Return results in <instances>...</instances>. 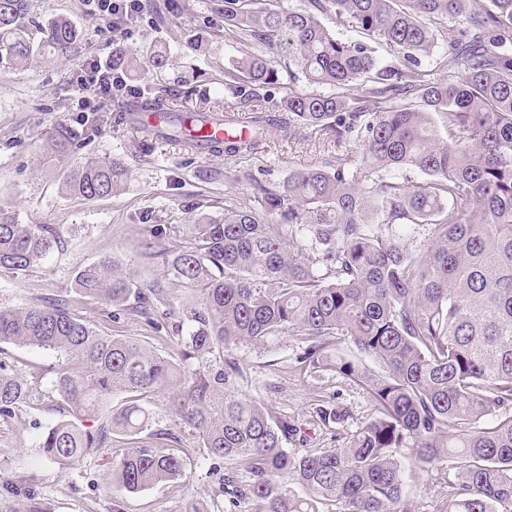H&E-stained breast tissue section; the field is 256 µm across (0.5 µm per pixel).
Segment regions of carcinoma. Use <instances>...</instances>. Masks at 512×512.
<instances>
[{
    "mask_svg": "<svg viewBox=\"0 0 512 512\" xmlns=\"http://www.w3.org/2000/svg\"><path fill=\"white\" fill-rule=\"evenodd\" d=\"M325 1L361 38L323 25ZM272 2L216 0L224 40L253 46L224 70V88L254 116L249 139H215L211 151L240 157L263 140L307 131L361 143L367 173L338 153L274 189L258 187L262 217L230 205L222 218L190 225L194 246L168 264L200 307L182 312L186 332L172 354L102 335L64 300L0 306V344L55 357L52 383L68 416L42 433L39 448L70 467L122 435L130 449L112 467L114 487L133 493L176 479L184 463L161 451L164 434L140 437L152 419L142 400L165 391L164 410L207 455L233 464L224 486L257 501L259 512H324L330 502L336 512H422L404 492L403 448L421 472L445 462L454 471L435 512H512V0H308L294 10ZM446 22L461 27L448 43ZM82 49L68 17L39 22L29 0H0L1 68ZM275 53L331 92H291L268 106L279 84ZM424 59L435 69H421ZM139 68L137 53L112 43L113 71ZM135 99L173 140L188 123L220 118L182 111L160 87L138 88ZM80 137L61 124L50 151L69 155ZM407 170L425 179L387 180ZM128 176L120 162L88 158L63 188L76 199L106 198ZM400 221L430 226L428 247L410 248L392 230ZM58 245L53 225L20 224L0 207V270L22 275ZM76 288L124 310L132 300L150 307L163 293L132 288L110 257L81 268ZM285 333L304 337L301 360L313 368L343 339L378 365L336 357V370L368 394L374 418L335 448L288 451L282 440L296 432L288 417L239 391L235 361L207 363L217 346ZM31 391L0 365V414ZM115 395L125 396L121 410L86 427Z\"/></svg>",
    "mask_w": 512,
    "mask_h": 512,
    "instance_id": "obj_1",
    "label": "carcinoma"
}]
</instances>
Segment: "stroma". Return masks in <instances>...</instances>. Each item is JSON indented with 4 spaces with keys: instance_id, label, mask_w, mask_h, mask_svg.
Listing matches in <instances>:
<instances>
[{
    "instance_id": "stroma-1",
    "label": "stroma",
    "mask_w": 512,
    "mask_h": 512,
    "mask_svg": "<svg viewBox=\"0 0 512 512\" xmlns=\"http://www.w3.org/2000/svg\"><path fill=\"white\" fill-rule=\"evenodd\" d=\"M212 7L213 0H181L177 13H142L140 35L131 44L137 51L155 47L168 52L170 66H147L142 74L190 111H223L232 100L224 89V69L250 51L249 45L225 42L221 28L210 23ZM31 11L41 21L68 16L82 30L85 49L72 58L0 71V206L10 207L19 223L51 224L61 235L59 251L26 275L0 271V306L65 299L99 330L133 336L168 353L178 342L170 322L81 297L75 284L79 269L109 256L135 283L163 288L170 305L194 306L196 296L169 274L164 257L146 248L152 225H167L168 249L192 247L189 224L201 216L223 217L225 200L258 209V186H277L292 171L323 166L339 153L360 159L361 149L352 140L338 144L290 138L261 142L252 153L228 159L152 136L128 121L114 122L108 98L100 102V121L81 124L79 113L71 109L68 77L84 60L111 55L109 34L86 18L79 0H31ZM191 36L207 43V52L189 48L186 40ZM61 123L80 127L84 142L70 156L52 161L46 145ZM88 157L121 160L131 175L110 197L70 198L62 191L63 178ZM304 348L302 337L285 334L262 345L218 348L210 356L217 366L228 358L236 360L243 371L242 392L293 420L296 431L284 446L295 452L334 446L373 416L363 388L333 366L300 365ZM53 362L47 351L0 344V364L33 387L26 404L12 416H0V512H28L33 504L43 512H186L192 504L203 512H256L251 500L224 490V460L207 456L188 427L160 411L148 430L171 434L167 452L186 462L178 480L137 493L114 490L108 473L128 447L121 436L109 447L89 451L76 466L48 461L38 447L39 437L66 413L65 403L51 388ZM323 405L335 407L340 421L323 422Z\"/></svg>"
}]
</instances>
